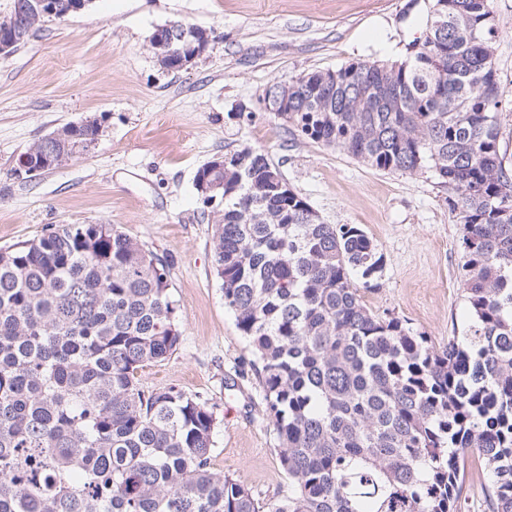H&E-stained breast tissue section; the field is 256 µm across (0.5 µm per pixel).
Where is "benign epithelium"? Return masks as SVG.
Returning <instances> with one entry per match:
<instances>
[{
  "label": "benign epithelium",
  "instance_id": "obj_1",
  "mask_svg": "<svg viewBox=\"0 0 512 512\" xmlns=\"http://www.w3.org/2000/svg\"><path fill=\"white\" fill-rule=\"evenodd\" d=\"M85 7V0H72L64 6L57 0H10L8 11L0 14V55L12 53L17 34L40 18H64ZM210 41V31L205 28L169 22L153 32L149 44L156 62L165 69L174 59L181 67H187L205 52Z\"/></svg>",
  "mask_w": 512,
  "mask_h": 512
}]
</instances>
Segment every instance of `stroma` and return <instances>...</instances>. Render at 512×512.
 <instances>
[{"label":"stroma","mask_w":512,"mask_h":512,"mask_svg":"<svg viewBox=\"0 0 512 512\" xmlns=\"http://www.w3.org/2000/svg\"><path fill=\"white\" fill-rule=\"evenodd\" d=\"M427 0H93L43 23L0 57V247L58 224H115L164 259L181 343L140 373L144 386L176 385L217 405L212 463L260 500L291 490L266 418L250 347L213 266L212 228L197 170L249 145L327 224H355L383 267L366 306L400 318L435 348L463 335L469 310L461 231L448 190L432 172L377 170L342 149L290 133L265 106L268 88L353 61L400 57ZM496 63L507 103L500 152L512 162V0H492ZM211 30L203 55L160 69L149 47L158 26ZM102 120L92 149L35 177L17 156L53 130Z\"/></svg>","instance_id":"obj_1"}]
</instances>
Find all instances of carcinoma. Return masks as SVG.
<instances>
[{"mask_svg": "<svg viewBox=\"0 0 512 512\" xmlns=\"http://www.w3.org/2000/svg\"><path fill=\"white\" fill-rule=\"evenodd\" d=\"M395 61L307 73L288 128L384 172L430 168L462 224L465 335L441 350L373 314L383 257L325 224L257 148L209 194L224 305L255 357L291 494L259 502L213 469L214 405L138 373L178 349L166 262L114 224H58L0 249V512H462L467 454L487 512H512V167L490 0H430ZM96 118L23 152L58 166ZM216 201H211V198Z\"/></svg>", "mask_w": 512, "mask_h": 512, "instance_id": "cac0c4a2", "label": "carcinoma"}]
</instances>
